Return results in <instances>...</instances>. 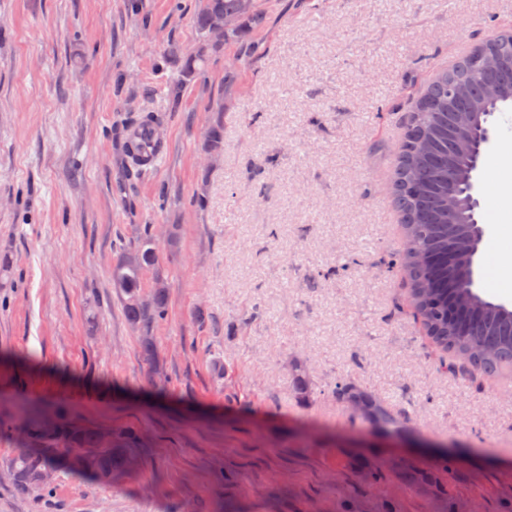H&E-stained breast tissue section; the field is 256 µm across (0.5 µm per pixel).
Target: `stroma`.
<instances>
[{"label": "stroma", "mask_w": 512, "mask_h": 512, "mask_svg": "<svg viewBox=\"0 0 512 512\" xmlns=\"http://www.w3.org/2000/svg\"><path fill=\"white\" fill-rule=\"evenodd\" d=\"M201 5L0 0V467L28 410L138 434L109 484L60 468L22 495L0 470V512H512V379L449 378L382 262L410 104L512 0H256L263 23L189 74ZM143 115L149 171L126 163ZM147 235L151 362L112 284ZM341 378L404 413L405 441L355 423ZM128 140L139 146L138 155H130L131 163L138 169L156 167L163 150V144L156 135V123L153 118L148 121H135L127 129Z\"/></svg>", "instance_id": "obj_1"}]
</instances>
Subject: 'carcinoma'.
<instances>
[{
	"instance_id": "obj_1",
	"label": "carcinoma",
	"mask_w": 512,
	"mask_h": 512,
	"mask_svg": "<svg viewBox=\"0 0 512 512\" xmlns=\"http://www.w3.org/2000/svg\"><path fill=\"white\" fill-rule=\"evenodd\" d=\"M220 12L233 20L224 41L211 39L212 16ZM254 0H204L195 17L200 46L187 61L195 70L208 51L240 38L262 23ZM512 102V33L476 45L473 52L438 74L415 102L406 135L395 153L394 199L402 215L404 246L393 261L408 276L407 297L427 335L448 354V374L468 383L485 378H512V310L483 299L473 290V240L467 188L473 172L472 155L488 114ZM151 237L133 253L120 255L112 281L124 300L128 324L147 327L164 312L165 288L158 282L151 306L142 305L140 275L155 264ZM453 259H448V252ZM294 391L307 400L311 384L305 365H293ZM332 393L364 405L363 423L389 436L403 437L406 426L373 394L339 379ZM26 430L34 442L19 448L8 460L12 485L21 493L46 486L37 477L57 466L70 448H82L86 464L76 471L110 482L127 467L128 446L136 432L126 430L118 446L102 441L98 430L70 426L63 420L47 429L29 418Z\"/></svg>"
}]
</instances>
